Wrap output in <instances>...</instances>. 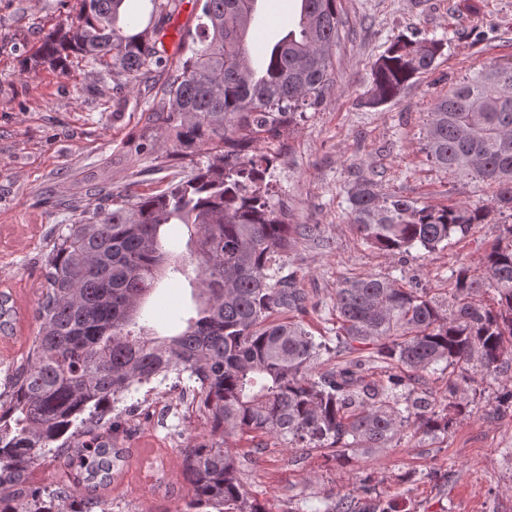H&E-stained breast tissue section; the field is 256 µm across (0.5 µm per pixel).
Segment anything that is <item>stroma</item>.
Returning <instances> with one entry per match:
<instances>
[{"label": "stroma", "instance_id": "obj_1", "mask_svg": "<svg viewBox=\"0 0 512 512\" xmlns=\"http://www.w3.org/2000/svg\"><path fill=\"white\" fill-rule=\"evenodd\" d=\"M340 0L343 21L334 49L336 86L318 107L307 109L289 135L264 137L273 158L276 206L292 224L315 226L288 252L287 271L309 296L303 320L313 336L336 342V290L364 277L404 288H425L447 298L460 266L485 273L482 258L512 215L489 208L462 241L435 252H387L367 243L349 222V192L364 176L383 191L419 203H489L494 190L474 175L442 172L428 158L422 130L432 99L496 60L512 59V0ZM263 23L252 32L254 52L284 36L299 12L298 0H262ZM82 0H0V295L8 297L11 325L0 334V392L23 364L38 332L42 271L59 229L88 204L91 187L112 192L163 189L207 164L205 150L170 157L162 124H149L155 88L136 86L114 111V82L78 59L61 70L31 66L43 38L78 16ZM443 40L432 70L417 75L396 100L367 103L371 65L399 35ZM154 149L136 153L143 132ZM167 251L183 261L144 303L139 322L160 336L177 333L197 312L192 284L199 272L195 246L184 225L162 230ZM498 377L469 369L458 394L448 391L449 371L427 375L423 387L437 411L456 414L448 436L430 439L406 430L388 447L351 455L346 463L293 448L252 432L230 439L245 488L268 512H322L366 480L373 503L395 512H512V408L500 398L512 391V351ZM154 391L180 398L183 410L165 414L145 405L134 386L110 415L112 445L126 449L122 478L100 490L110 512H176L191 496L181 469L188 446L210 438L209 418L193 407V383L169 376ZM151 454H143V447Z\"/></svg>", "mask_w": 512, "mask_h": 512}]
</instances>
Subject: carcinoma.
I'll return each mask as SVG.
<instances>
[{"label": "carcinoma", "instance_id": "1", "mask_svg": "<svg viewBox=\"0 0 512 512\" xmlns=\"http://www.w3.org/2000/svg\"><path fill=\"white\" fill-rule=\"evenodd\" d=\"M129 0H83L76 20L43 41L40 63L70 59L102 67L119 88L164 77L157 112L174 133L171 155L208 147L211 161L189 178L151 194L98 187L52 242L37 311L39 329L26 362L0 393V512H90L65 490L28 483L54 452L86 500L112 481L113 457L102 421L135 384L188 374L198 384L218 441L194 444L184 473L192 500L177 512H266L243 486L227 439L260 431L285 443L324 451L339 462L357 448H385L408 428L438 439L456 418L435 410L430 393L401 387L434 366L475 360L499 374L512 343V225L508 241L484 255L485 277L455 274L451 301L424 288L381 278L346 280L336 289V365L315 372L326 344L289 319L308 313L307 294L284 273L293 237L313 228L290 224L270 195L272 159L254 143L288 134L297 115L320 105L336 85L333 47L338 0H300L292 29L268 51L262 69L248 46L257 0H197L195 33L181 38L173 62L159 46L182 0H150L145 27L130 24ZM439 39H394L372 66L368 104L395 100L431 70ZM430 160L448 173H474L495 188L494 203L512 210V59L496 61L438 96L423 131ZM350 223L381 250L429 252L464 240L487 207H435L396 192L381 195L369 176L349 195ZM183 224L202 262L197 314L160 337L139 325L146 298L168 268L161 228ZM492 290L493 305L470 296ZM369 350L386 364V381L369 379ZM57 447L50 448L51 444ZM353 494L323 512H356L368 494Z\"/></svg>", "mask_w": 512, "mask_h": 512}]
</instances>
